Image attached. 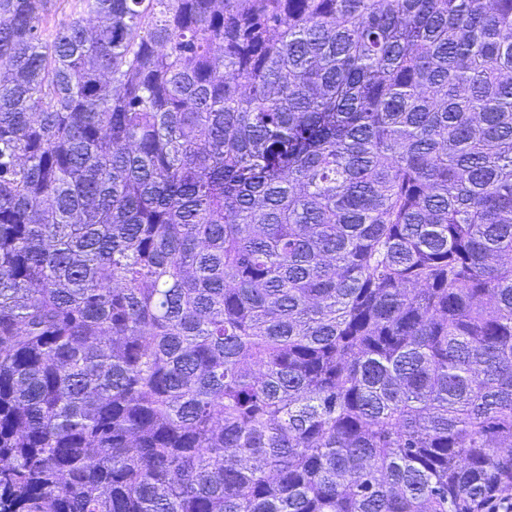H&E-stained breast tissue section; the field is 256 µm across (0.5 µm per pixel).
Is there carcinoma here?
<instances>
[{"instance_id": "obj_1", "label": "carcinoma", "mask_w": 512, "mask_h": 512, "mask_svg": "<svg viewBox=\"0 0 512 512\" xmlns=\"http://www.w3.org/2000/svg\"><path fill=\"white\" fill-rule=\"evenodd\" d=\"M0 0V512L512 491V0Z\"/></svg>"}]
</instances>
